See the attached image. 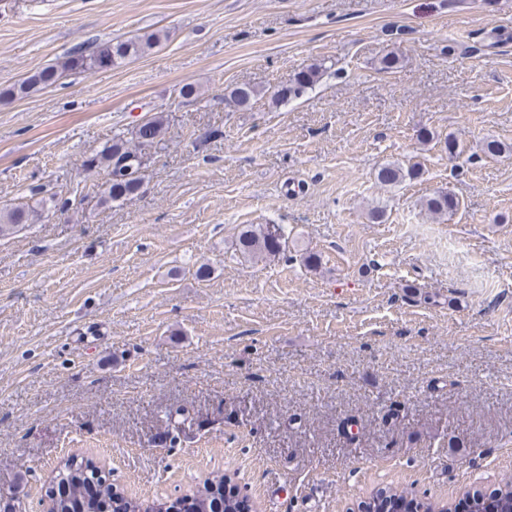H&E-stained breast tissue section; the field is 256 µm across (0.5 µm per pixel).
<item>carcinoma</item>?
Here are the masks:
<instances>
[{
  "instance_id": "obj_1",
  "label": "carcinoma",
  "mask_w": 512,
  "mask_h": 512,
  "mask_svg": "<svg viewBox=\"0 0 512 512\" xmlns=\"http://www.w3.org/2000/svg\"><path fill=\"white\" fill-rule=\"evenodd\" d=\"M161 42V35L151 33L143 38L109 42L98 47L89 55L73 54L55 65L45 67L25 79L12 90L16 96L31 93L55 85L63 76L72 71L108 70L121 64L129 57L146 53ZM323 75L319 65H311L295 75L292 82L275 93L276 98L299 97L315 86ZM257 96L256 88L249 85H236L226 96V100L237 108L250 105ZM163 122L158 117L141 121L127 139L121 134L112 137V142L103 145L83 163L87 172L104 173V196L108 201L125 200L136 195L141 187L142 175L133 179H120L118 174L129 166H137L145 150L151 147L162 135ZM420 175L416 165L404 167L399 163H387L377 173V180L385 186H396L407 180H415ZM424 209L435 219H443L454 213L459 202L448 191H435L423 199ZM41 217L40 210L24 204L0 210V236L14 233L25 224H32ZM238 250L244 255L275 258L288 248V233L281 224H249L244 226L237 237ZM94 478V468L90 462L75 458L67 461L54 478L59 488L58 496L49 499V512H104L105 504L114 500L113 486L104 484L96 498L87 494V486ZM224 485V477L207 479L192 494L181 497L180 512H215L220 505L223 512H241V503L231 497L219 501L214 489ZM496 512H512V482H505L501 496L493 504L484 506L477 502L475 512H486V508Z\"/></svg>"
}]
</instances>
